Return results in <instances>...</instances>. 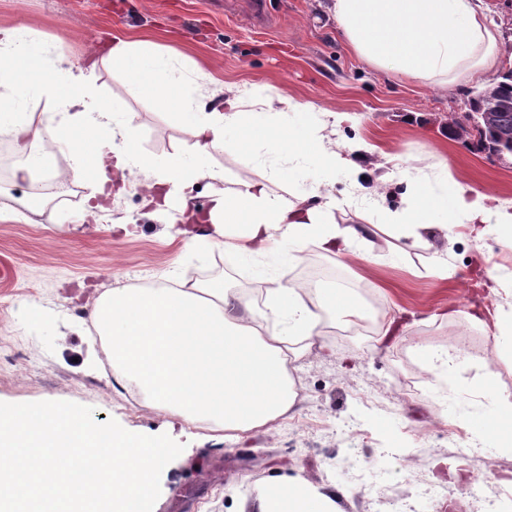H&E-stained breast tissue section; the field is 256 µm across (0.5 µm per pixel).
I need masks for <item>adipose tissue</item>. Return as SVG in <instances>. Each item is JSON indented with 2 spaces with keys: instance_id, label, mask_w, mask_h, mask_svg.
I'll return each mask as SVG.
<instances>
[{
  "instance_id": "1",
  "label": "adipose tissue",
  "mask_w": 512,
  "mask_h": 512,
  "mask_svg": "<svg viewBox=\"0 0 512 512\" xmlns=\"http://www.w3.org/2000/svg\"><path fill=\"white\" fill-rule=\"evenodd\" d=\"M481 2L328 0L327 10L373 69L445 87L478 80L498 62L499 31ZM41 52L24 27L0 25V134L19 146L50 140L73 159L74 178L109 183L119 193L140 187L144 208L158 211L178 199L180 223L210 224L211 246L246 257L275 255L293 263L310 244L345 257L366 242L368 228L336 224L337 200L330 191L336 173L355 184L365 169L317 128H291L289 112L305 111V104L281 92L254 96L230 85L223 109L209 108L194 82L174 76L172 53L147 41L113 37V66L194 133L190 154L159 161L142 152L137 127L116 122L78 78H46ZM40 100L53 104V111H30ZM258 146L310 166L318 178L309 195L292 202L274 194L269 180L249 179L215 196L207 210L197 209L199 181L224 177L206 167L205 159L218 150L247 153ZM395 176L407 182L405 205L385 210L383 220L412 245L428 246L436 231L458 224L476 225L477 237L493 235L512 244V205L470 194L459 183L435 186L411 178L405 169L379 176L378 191H386ZM263 306L273 321L269 330L258 324L252 301L223 281H178L164 288L112 289L94 301L91 317L108 341L114 380L135 386L144 408L176 413L209 438L230 442L292 414L293 364L311 350L322 321L351 323L364 316L348 289L309 292L278 276L267 278ZM257 512H336V493L299 477L283 478L263 490Z\"/></svg>"
}]
</instances>
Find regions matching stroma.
Returning <instances> with one entry per match:
<instances>
[{
    "label": "stroma",
    "mask_w": 512,
    "mask_h": 512,
    "mask_svg": "<svg viewBox=\"0 0 512 512\" xmlns=\"http://www.w3.org/2000/svg\"><path fill=\"white\" fill-rule=\"evenodd\" d=\"M265 4L259 21L248 0H0V23L24 26L51 45L47 73L82 68L118 120L138 127L141 147L152 157L189 150L195 138L113 69L107 52L119 34L174 49L178 68L209 106L223 104L228 84L261 96L283 90L312 106L289 114L292 125L322 127L326 111L350 113L352 121L336 127L337 143L374 146L376 161L407 159L414 178L434 182L445 170L472 192L512 202V157L478 150L448 128L449 116L467 110L465 88L370 68L328 16L326 0ZM208 164L224 177L201 181L197 204L203 208L238 180L268 177L274 167L283 172L271 184L276 195L290 200L310 187L295 163L260 152L216 151ZM370 186L367 179L356 188L335 176L336 222L373 226L371 251L379 261L352 255L331 264L354 285L358 300L369 303L370 317L387 313L396 331L385 344L378 324L354 336L320 338V350L294 363L299 397L290 425L218 442L174 413L129 412L131 389L113 384L96 333L72 309H91L95 298L115 288L171 278H220L236 292L242 279L261 284L271 270L299 282L322 252L306 246L301 261L278 267L219 247L186 245L170 217L146 213L136 189L113 198L100 223H86L82 215L95 188L84 182L71 200L21 221L0 220V402H75L91 407L96 422L113 419L128 431L183 443L161 474L153 512H255L259 493L281 476L342 488L336 512H384L380 489L396 496L433 483L448 497L432 512H463L477 480L488 484L494 512H512V449L462 456L453 445L458 436L473 442L471 420L489 415L488 400L473 390L478 379L489 377L496 391L512 394V352L498 347L492 327L463 316L474 304L491 313L512 309V292L488 299L478 286L485 267L512 273V245L475 239L456 226L437 233L432 248L410 246L379 221L383 209L403 206L404 184L393 183L384 198ZM437 252L453 268L452 278L432 273ZM417 343L462 352L454 374L437 377L415 354ZM349 420L359 424V434L343 433Z\"/></svg>",
    "instance_id": "35a3bbf8"
}]
</instances>
